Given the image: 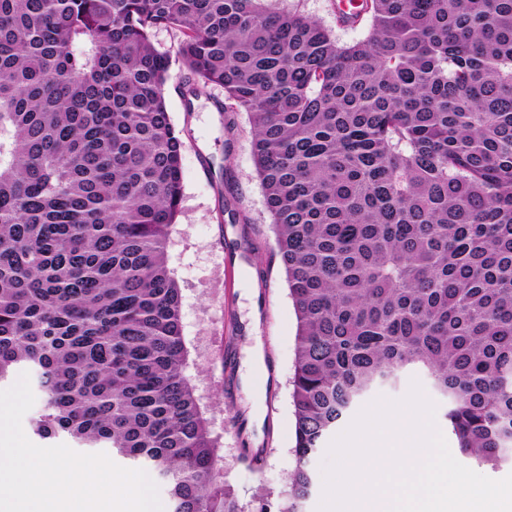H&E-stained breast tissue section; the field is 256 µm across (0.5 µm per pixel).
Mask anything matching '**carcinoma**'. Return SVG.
Wrapping results in <instances>:
<instances>
[{"label": "carcinoma", "mask_w": 512, "mask_h": 512, "mask_svg": "<svg viewBox=\"0 0 512 512\" xmlns=\"http://www.w3.org/2000/svg\"><path fill=\"white\" fill-rule=\"evenodd\" d=\"M268 0H0V382L43 440L164 477L172 512H301L312 455L371 388L425 369L462 453L512 460V0H362L339 26ZM211 87L248 117L297 314L295 467L245 502L194 389L166 244ZM23 372H27L29 374L31 388L35 395V404L25 414L23 421H22V427H23L24 433L31 442H33L36 445L43 446V447L65 444V445L69 446L71 449H73L74 451L79 452V453H84V454L105 453L110 457V459L114 463H116L119 466L129 468V469H141V468H138V467L128 464L120 457L116 456L115 454H112V449H110V448H78L76 445H74L68 441H65V440L43 441V440H40L39 438H37L35 435H33L31 426H30V419L41 411V409L43 407V400H42V396H41L40 392L37 390V388L35 386L32 374L27 370H19L18 372H16L13 375V377L9 381L2 382V385L0 386V390L10 388L16 382L19 375ZM141 470H143V469H141Z\"/></svg>", "instance_id": "obj_1"}]
</instances>
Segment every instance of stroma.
I'll list each match as a JSON object with an SVG mask.
<instances>
[{
	"instance_id": "obj_1",
	"label": "stroma",
	"mask_w": 512,
	"mask_h": 512,
	"mask_svg": "<svg viewBox=\"0 0 512 512\" xmlns=\"http://www.w3.org/2000/svg\"><path fill=\"white\" fill-rule=\"evenodd\" d=\"M278 11L297 10L334 29L343 42L355 41L363 29L336 25L335 0H272ZM219 88L206 89L185 109L176 90L167 95L172 123L185 147L182 156L181 212L166 246L167 265L181 293L183 338L188 351L185 374L194 389L211 435L218 442V465L242 500H250L258 487L280 491L295 466L294 409L291 376L294 369L297 318L288 295L284 273L270 251L274 235L251 154L250 126L245 113L218 112L223 99ZM229 156L224 182L212 177L208 162ZM249 240L253 251L242 247ZM257 322L264 357L270 358V378L247 387L246 371L250 322ZM236 336L235 362L224 367L226 328ZM419 383L436 405L435 420L453 457L466 467L492 479L512 474V464L482 466L463 454L448 434L445 399L435 392L429 376L419 369L400 372L391 384L373 388L361 400L404 398L411 383ZM257 418H250V408ZM251 438L267 437L269 447L261 469L253 471L238 460V428Z\"/></svg>"
}]
</instances>
